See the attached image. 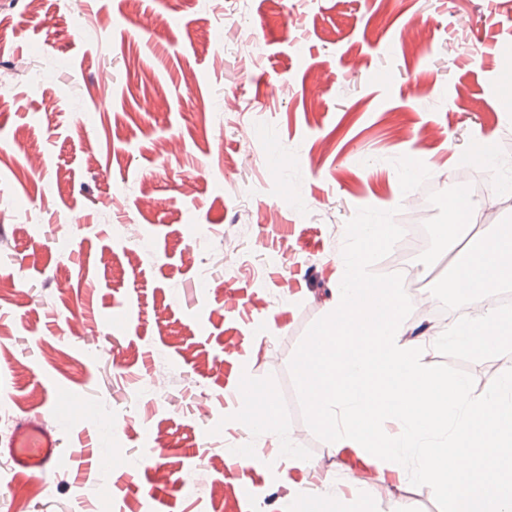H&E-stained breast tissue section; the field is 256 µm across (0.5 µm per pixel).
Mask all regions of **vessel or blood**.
I'll return each mask as SVG.
<instances>
[{
  "mask_svg": "<svg viewBox=\"0 0 512 512\" xmlns=\"http://www.w3.org/2000/svg\"><path fill=\"white\" fill-rule=\"evenodd\" d=\"M0 455L8 458L15 476L24 481L40 480L65 462L57 426L27 416L15 420Z\"/></svg>",
  "mask_w": 512,
  "mask_h": 512,
  "instance_id": "obj_1",
  "label": "vessel or blood"
}]
</instances>
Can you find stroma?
<instances>
[{
  "label": "stroma",
  "mask_w": 512,
  "mask_h": 512,
  "mask_svg": "<svg viewBox=\"0 0 512 512\" xmlns=\"http://www.w3.org/2000/svg\"><path fill=\"white\" fill-rule=\"evenodd\" d=\"M71 13L0 0V390L12 417L62 421L69 457L47 495L0 457V512H440L403 466L317 439L289 362L343 277L358 209L407 205L426 182L458 192L468 167L512 175V0ZM447 221L435 206L413 258L431 285L473 236L440 239ZM245 378L276 424L250 427ZM101 408L109 470L82 459ZM158 469L171 484L152 500Z\"/></svg>",
  "instance_id": "35a3bbf8"
}]
</instances>
